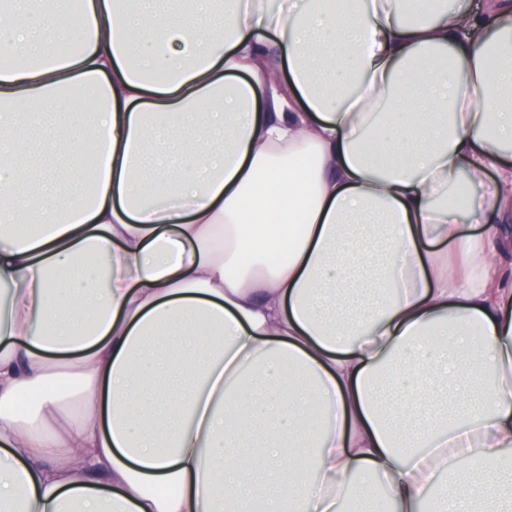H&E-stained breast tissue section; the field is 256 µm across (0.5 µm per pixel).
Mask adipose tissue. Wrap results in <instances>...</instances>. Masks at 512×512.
Listing matches in <instances>:
<instances>
[{"mask_svg":"<svg viewBox=\"0 0 512 512\" xmlns=\"http://www.w3.org/2000/svg\"><path fill=\"white\" fill-rule=\"evenodd\" d=\"M510 253L512 0H0V512H512Z\"/></svg>","mask_w":512,"mask_h":512,"instance_id":"ef3b65f1","label":"adipose tissue"}]
</instances>
